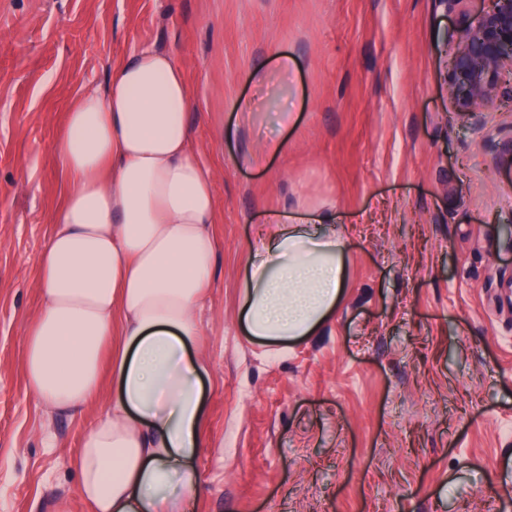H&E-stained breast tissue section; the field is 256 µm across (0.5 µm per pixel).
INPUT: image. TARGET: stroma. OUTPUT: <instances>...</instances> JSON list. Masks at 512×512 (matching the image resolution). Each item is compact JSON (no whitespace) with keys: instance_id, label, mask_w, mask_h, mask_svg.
Listing matches in <instances>:
<instances>
[{"instance_id":"stroma-1","label":"stroma","mask_w":512,"mask_h":512,"mask_svg":"<svg viewBox=\"0 0 512 512\" xmlns=\"http://www.w3.org/2000/svg\"><path fill=\"white\" fill-rule=\"evenodd\" d=\"M467 8L0 0V512H90L73 461L112 386L47 428L20 359L64 189V114L142 45L181 63L218 197L197 315L209 446L189 512H512V74L493 104L456 110L448 69ZM271 138L283 149L266 166L239 167ZM298 203L335 208L349 273L316 335L270 345L239 326L241 262L267 210Z\"/></svg>"}]
</instances>
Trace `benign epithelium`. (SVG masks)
Here are the masks:
<instances>
[{
	"label": "benign epithelium",
	"mask_w": 512,
	"mask_h": 512,
	"mask_svg": "<svg viewBox=\"0 0 512 512\" xmlns=\"http://www.w3.org/2000/svg\"><path fill=\"white\" fill-rule=\"evenodd\" d=\"M474 15H465L448 70L450 96L467 113L494 101L504 66L512 67V0H480Z\"/></svg>",
	"instance_id": "7a95c632"
}]
</instances>
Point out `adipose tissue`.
<instances>
[{
	"instance_id": "1",
	"label": "adipose tissue",
	"mask_w": 512,
	"mask_h": 512,
	"mask_svg": "<svg viewBox=\"0 0 512 512\" xmlns=\"http://www.w3.org/2000/svg\"><path fill=\"white\" fill-rule=\"evenodd\" d=\"M193 91L175 56L144 46L109 84L70 105L58 139L67 188L38 258L41 307L22 373L45 424L112 400L83 434L77 491L92 512H184L207 447L197 313L217 239L214 172L196 153ZM328 206L272 214L243 262L239 319L270 343L315 335L348 276L347 238Z\"/></svg>"
}]
</instances>
